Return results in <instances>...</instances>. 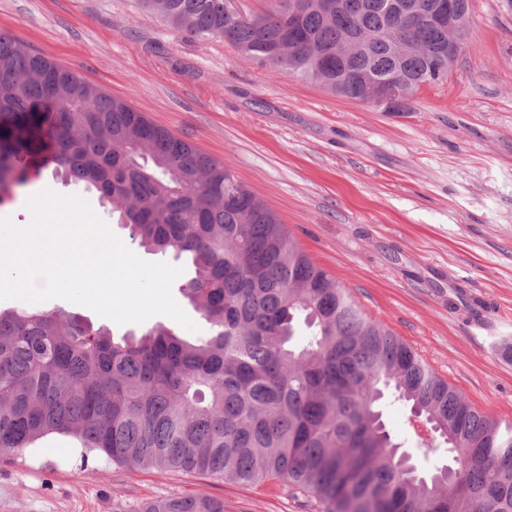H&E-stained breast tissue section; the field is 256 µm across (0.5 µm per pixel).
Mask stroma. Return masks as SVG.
<instances>
[{
	"instance_id": "stroma-1",
	"label": "stroma",
	"mask_w": 512,
	"mask_h": 512,
	"mask_svg": "<svg viewBox=\"0 0 512 512\" xmlns=\"http://www.w3.org/2000/svg\"><path fill=\"white\" fill-rule=\"evenodd\" d=\"M0 32L222 161L312 260L489 417L512 419V0H472L463 51L386 112L165 23L137 0H0ZM76 194L46 165L27 199ZM383 419L425 470L409 406ZM205 494L224 512H318L286 481H227L81 456L53 435L0 456V512H122Z\"/></svg>"
}]
</instances>
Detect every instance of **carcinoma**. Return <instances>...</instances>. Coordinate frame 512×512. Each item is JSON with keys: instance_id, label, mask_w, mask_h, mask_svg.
<instances>
[{"instance_id": "obj_1", "label": "carcinoma", "mask_w": 512, "mask_h": 512, "mask_svg": "<svg viewBox=\"0 0 512 512\" xmlns=\"http://www.w3.org/2000/svg\"><path fill=\"white\" fill-rule=\"evenodd\" d=\"M138 0L170 26L315 82L448 73L447 40L422 18L397 26L387 0ZM297 11L295 26L288 14ZM49 146L56 171L112 204L138 247L186 257L179 291L209 325L157 324L116 338L64 309L0 305V454L49 435L120 466L282 478L322 512H512V424L478 411L416 350L367 318L224 163L52 59L0 33V200ZM309 329L295 342L299 317ZM392 394L429 420L451 463L423 475L383 420ZM125 512H224L207 495Z\"/></svg>"}]
</instances>
